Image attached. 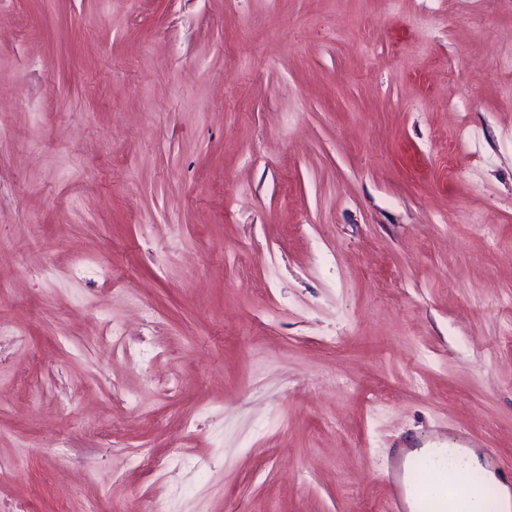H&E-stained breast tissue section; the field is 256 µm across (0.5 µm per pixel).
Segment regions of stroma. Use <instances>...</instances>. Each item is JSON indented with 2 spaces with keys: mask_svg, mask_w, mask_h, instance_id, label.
I'll use <instances>...</instances> for the list:
<instances>
[{
  "mask_svg": "<svg viewBox=\"0 0 512 512\" xmlns=\"http://www.w3.org/2000/svg\"><path fill=\"white\" fill-rule=\"evenodd\" d=\"M510 61L512 0H0V512L512 465Z\"/></svg>",
  "mask_w": 512,
  "mask_h": 512,
  "instance_id": "35a3bbf8",
  "label": "stroma"
}]
</instances>
